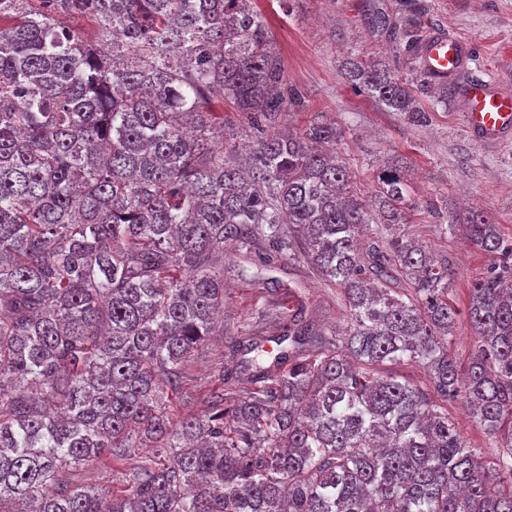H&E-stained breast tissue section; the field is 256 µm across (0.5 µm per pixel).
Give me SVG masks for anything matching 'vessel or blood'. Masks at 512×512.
<instances>
[{
  "label": "vessel or blood",
  "mask_w": 512,
  "mask_h": 512,
  "mask_svg": "<svg viewBox=\"0 0 512 512\" xmlns=\"http://www.w3.org/2000/svg\"><path fill=\"white\" fill-rule=\"evenodd\" d=\"M473 53L469 41L431 33L419 48L431 82L451 85L462 106V118L471 135L484 144L512 140V91L483 82L457 83Z\"/></svg>",
  "instance_id": "obj_1"
}]
</instances>
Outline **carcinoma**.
<instances>
[{
	"label": "carcinoma",
	"instance_id": "obj_1",
	"mask_svg": "<svg viewBox=\"0 0 512 512\" xmlns=\"http://www.w3.org/2000/svg\"><path fill=\"white\" fill-rule=\"evenodd\" d=\"M250 2L0 0V512H512V244L481 212L451 219L501 258L463 311L448 261L406 232L399 168L360 196L322 122L229 157L215 95L259 133L300 104ZM340 75L428 122L388 63L350 55ZM416 88L448 106V86ZM226 245L262 252L239 275L276 291L261 271L306 262L348 322L295 312L267 366L262 342L231 341L256 353L248 387L231 400L221 377L174 422L224 310ZM457 400L492 458L448 418ZM105 454L134 460L120 488L75 479Z\"/></svg>",
	"mask_w": 512,
	"mask_h": 512
}]
</instances>
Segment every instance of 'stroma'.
Masks as SVG:
<instances>
[{
    "mask_svg": "<svg viewBox=\"0 0 512 512\" xmlns=\"http://www.w3.org/2000/svg\"><path fill=\"white\" fill-rule=\"evenodd\" d=\"M424 7V32L444 30L475 47L464 80L494 79L512 90V0H253L266 18L289 85L300 94V110L284 112L275 127L303 131L310 121L333 125L336 146L357 192L370 195L384 163L403 161L410 183L407 231L436 257L447 259L453 275L450 298L466 307L471 284L496 263L494 257L466 247L461 232H447L451 212L461 205L487 212L505 239L512 240V142L494 148L477 143L466 130L456 104L432 107L429 121L415 125L403 114L388 112L339 76L350 53L390 64L398 77L415 81L411 56L396 49L389 35L368 25L379 9L404 23ZM241 257L224 251L226 297L221 336L200 346L188 364L189 378L178 396L176 415L201 413L204 396L223 369L231 368L225 343L249 324L276 293L233 277ZM289 285V306L302 309L330 329H341L346 310L340 288L322 281L303 262L273 272Z\"/></svg>",
    "mask_w": 512,
    "mask_h": 512,
    "instance_id": "1",
    "label": "stroma"
}]
</instances>
